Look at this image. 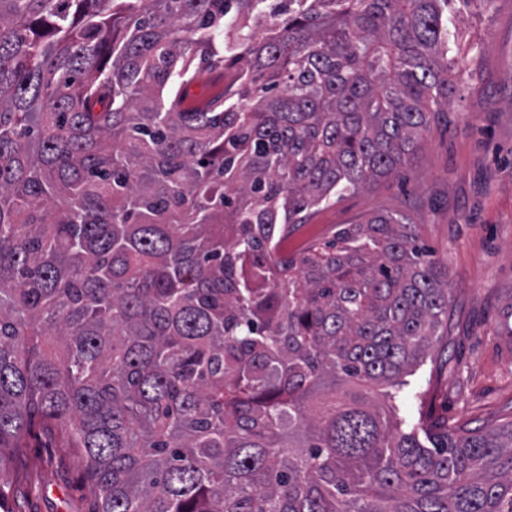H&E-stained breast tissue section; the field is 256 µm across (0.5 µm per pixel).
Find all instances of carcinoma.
Returning <instances> with one entry per match:
<instances>
[{
	"label": "carcinoma",
	"mask_w": 512,
	"mask_h": 512,
	"mask_svg": "<svg viewBox=\"0 0 512 512\" xmlns=\"http://www.w3.org/2000/svg\"><path fill=\"white\" fill-rule=\"evenodd\" d=\"M449 2L0 0V512L36 416L96 512H512V420L401 409L448 335L416 225L281 251L448 111Z\"/></svg>",
	"instance_id": "carcinoma-1"
}]
</instances>
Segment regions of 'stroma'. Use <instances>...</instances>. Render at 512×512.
<instances>
[{
    "label": "stroma",
    "mask_w": 512,
    "mask_h": 512,
    "mask_svg": "<svg viewBox=\"0 0 512 512\" xmlns=\"http://www.w3.org/2000/svg\"><path fill=\"white\" fill-rule=\"evenodd\" d=\"M461 74L448 118L396 177L346 192L292 229L289 252L374 213L406 215L452 288L448 339L412 376L437 412L477 426L512 418V0H469L448 12ZM11 512H94L77 456L41 432Z\"/></svg>",
    "instance_id": "obj_1"
}]
</instances>
